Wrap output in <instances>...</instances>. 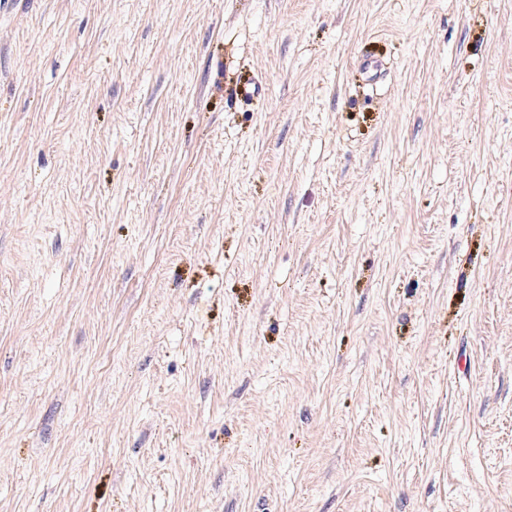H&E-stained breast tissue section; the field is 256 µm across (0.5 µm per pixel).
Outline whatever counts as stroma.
<instances>
[{
    "instance_id": "35a3bbf8",
    "label": "stroma",
    "mask_w": 512,
    "mask_h": 512,
    "mask_svg": "<svg viewBox=\"0 0 512 512\" xmlns=\"http://www.w3.org/2000/svg\"><path fill=\"white\" fill-rule=\"evenodd\" d=\"M0 512H512V0H0Z\"/></svg>"
}]
</instances>
